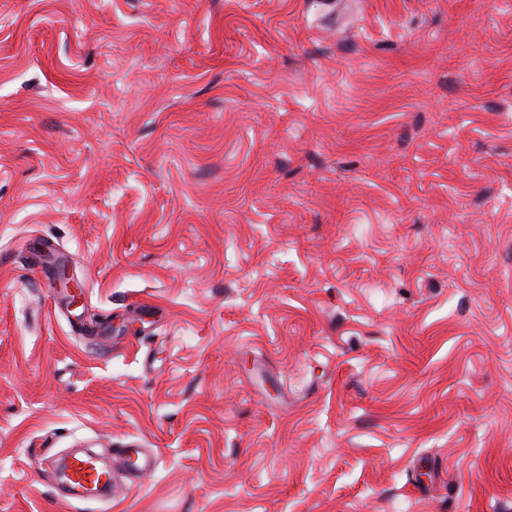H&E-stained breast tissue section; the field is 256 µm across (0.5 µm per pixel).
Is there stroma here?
Here are the masks:
<instances>
[{"label": "stroma", "mask_w": 512, "mask_h": 512, "mask_svg": "<svg viewBox=\"0 0 512 512\" xmlns=\"http://www.w3.org/2000/svg\"><path fill=\"white\" fill-rule=\"evenodd\" d=\"M0 512H512V0H0ZM56 274L65 284L63 299L69 308L76 309L81 304V290L78 283L70 275L69 269L64 262L56 263ZM116 453L122 462L129 466L128 471L133 478L152 470L155 465L153 456L140 448H119ZM74 469L77 476V482L81 484H91L100 487V490L110 489L112 483V473L108 471L102 472L98 470L90 459H75L73 461Z\"/></svg>", "instance_id": "1"}]
</instances>
